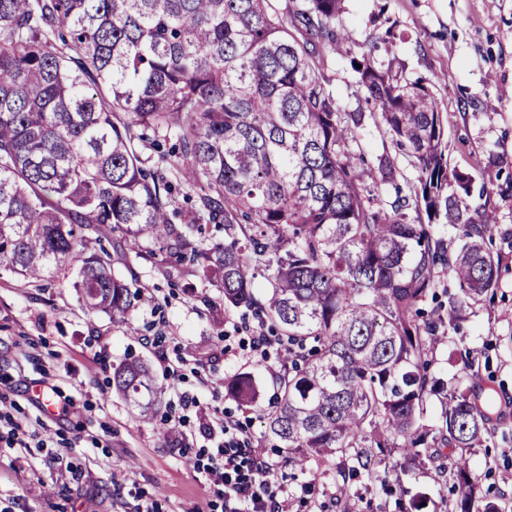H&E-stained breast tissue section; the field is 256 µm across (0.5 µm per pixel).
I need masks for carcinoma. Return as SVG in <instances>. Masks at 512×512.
Returning <instances> with one entry per match:
<instances>
[{
    "mask_svg": "<svg viewBox=\"0 0 512 512\" xmlns=\"http://www.w3.org/2000/svg\"><path fill=\"white\" fill-rule=\"evenodd\" d=\"M340 11L341 0H292L284 15L272 0H0V271L37 282L73 270L88 312L130 331L143 287L90 245L106 228L166 242L220 282L224 309L276 337L288 372L260 419L288 464L336 463L347 497L353 477L384 482L396 449L452 481L451 512H506L470 465L496 431L494 389L481 400L432 377L427 356L498 288L503 257L488 242L509 230L488 203L512 181L483 176L468 203L473 176L448 167L437 99L370 51L350 64L376 111H341L309 49L339 50ZM369 120L412 158L409 192L394 157L363 147ZM171 135L173 155L160 151ZM179 186L195 198L185 211L172 208ZM422 208L457 235L423 223ZM203 221L224 225V241L193 245ZM113 382L136 403L157 394L139 362ZM226 390L255 408L251 374Z\"/></svg>",
    "mask_w": 512,
    "mask_h": 512,
    "instance_id": "cac0c4a2",
    "label": "carcinoma"
}]
</instances>
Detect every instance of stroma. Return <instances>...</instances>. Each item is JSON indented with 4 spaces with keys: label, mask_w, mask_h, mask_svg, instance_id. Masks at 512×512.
<instances>
[{
    "label": "stroma",
    "mask_w": 512,
    "mask_h": 512,
    "mask_svg": "<svg viewBox=\"0 0 512 512\" xmlns=\"http://www.w3.org/2000/svg\"><path fill=\"white\" fill-rule=\"evenodd\" d=\"M344 50H320L319 74L342 110L372 112L357 85L351 59L373 51L406 79L425 78L438 99L448 133V160L479 174L489 158L506 157L512 177V0H344ZM502 228L492 249L504 257L492 303L478 306L432 351L430 372L458 376V354L470 352L473 391L493 387L500 420L472 456L482 488L512 502V197L492 196ZM113 271L134 269L146 300L130 319L137 334L103 314L87 315L70 278L31 283L0 272V432L9 421L35 431L43 448L0 442V512H225L224 495L196 471L197 458L216 455L206 413L240 421L262 448L289 512H407L426 494L425 512H447L457 493L428 464L406 470L400 455L387 462L385 486L351 479L339 501L334 474L318 479L294 470L268 447L257 413L241 409L224 389L240 373L253 375L261 405L271 402L285 370L278 347L253 357L246 320L224 308L223 294L200 268L159 243L103 241ZM138 359L148 364L158 395L149 413L116 393L113 371ZM180 386H173V376ZM55 387L73 407L67 417L49 412L35 393ZM196 397L187 406L183 395Z\"/></svg>",
    "instance_id": "stroma-1"
}]
</instances>
